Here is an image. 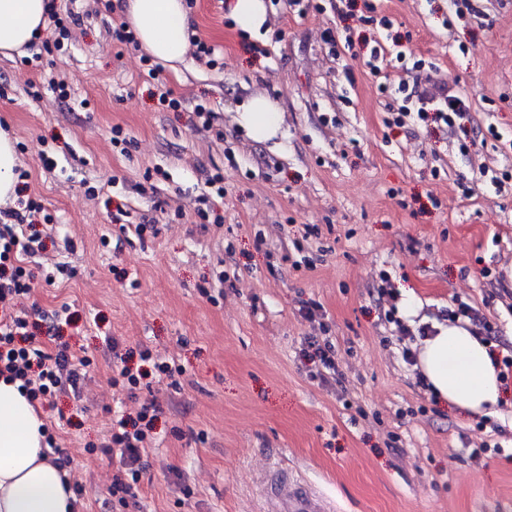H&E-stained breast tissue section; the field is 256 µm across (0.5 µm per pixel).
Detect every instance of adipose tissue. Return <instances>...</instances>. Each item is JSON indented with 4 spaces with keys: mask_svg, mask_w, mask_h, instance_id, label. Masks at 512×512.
I'll use <instances>...</instances> for the list:
<instances>
[{
    "mask_svg": "<svg viewBox=\"0 0 512 512\" xmlns=\"http://www.w3.org/2000/svg\"><path fill=\"white\" fill-rule=\"evenodd\" d=\"M47 0H0V54L23 53L46 24ZM120 12L140 48L171 70L188 50L184 0H123ZM236 120L257 141L278 136L285 114L253 96ZM418 372L430 392L458 411L484 414L505 404L491 345L464 326L436 324L417 344ZM43 421L19 381L0 377V512H75L63 473L47 455Z\"/></svg>",
    "mask_w": 512,
    "mask_h": 512,
    "instance_id": "1",
    "label": "adipose tissue"
}]
</instances>
